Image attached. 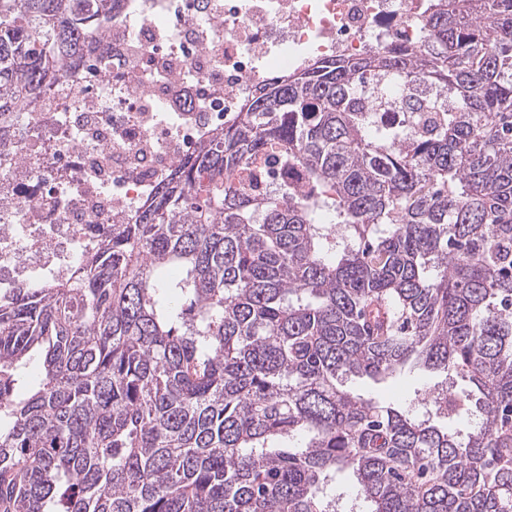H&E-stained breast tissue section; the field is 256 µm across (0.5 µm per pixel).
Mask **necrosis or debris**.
Instances as JSON below:
<instances>
[{
  "label": "necrosis or debris",
  "instance_id": "1",
  "mask_svg": "<svg viewBox=\"0 0 512 512\" xmlns=\"http://www.w3.org/2000/svg\"><path fill=\"white\" fill-rule=\"evenodd\" d=\"M425 0H120L82 54L0 114V293L75 274L106 230L266 83L323 58L422 40ZM258 194L307 187L279 159L240 172Z\"/></svg>",
  "mask_w": 512,
  "mask_h": 512
}]
</instances>
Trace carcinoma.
<instances>
[{
	"instance_id": "1",
	"label": "carcinoma",
	"mask_w": 512,
	"mask_h": 512,
	"mask_svg": "<svg viewBox=\"0 0 512 512\" xmlns=\"http://www.w3.org/2000/svg\"><path fill=\"white\" fill-rule=\"evenodd\" d=\"M81 2L0 0V113ZM427 2L420 44L257 90L81 275L0 297V512H336L338 471L368 512H512V0ZM388 76L452 100L431 135L375 126ZM269 144L309 193L233 182ZM409 363L474 390L419 419L344 385Z\"/></svg>"
}]
</instances>
